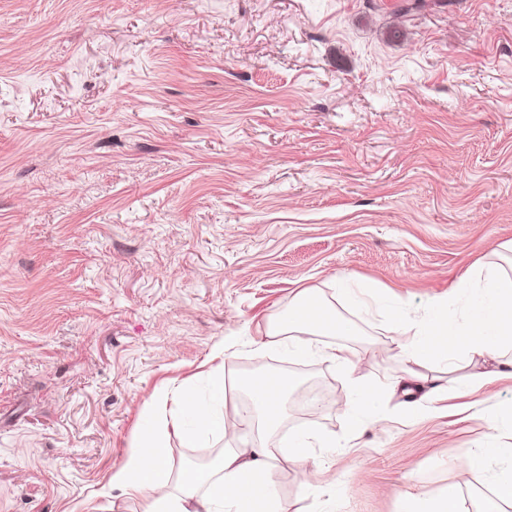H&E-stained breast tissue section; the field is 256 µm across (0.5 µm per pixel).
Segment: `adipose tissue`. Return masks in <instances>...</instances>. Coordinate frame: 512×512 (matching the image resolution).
Masks as SVG:
<instances>
[{"mask_svg":"<svg viewBox=\"0 0 512 512\" xmlns=\"http://www.w3.org/2000/svg\"><path fill=\"white\" fill-rule=\"evenodd\" d=\"M456 291H475L476 296L464 321L446 316V303L417 322L413 341H404L407 331L401 315L388 318L390 332L397 335L399 355L404 363L432 362L453 371L460 360L489 357L496 370L478 375L476 383L489 387L503 378H512V278L498 268L485 266L476 275L463 276ZM309 290H301L288 312L274 321L266 332L267 347L289 346L304 355L307 338L342 331L344 325L335 311L313 307ZM294 390L284 373H270L251 380L248 393L256 406L255 415L245 417V425L265 435L277 429L288 397ZM181 419L142 432L131 446L124 465L113 472L110 484L130 497L151 495L147 512H280L275 480L274 449L262 440L246 452L228 450L200 470L183 471L177 494L165 488L173 479L167 466V438L170 429L181 428ZM399 512H469L455 486H448L431 500L411 493L398 497Z\"/></svg>","mask_w":512,"mask_h":512,"instance_id":"adipose-tissue-1","label":"adipose tissue"}]
</instances>
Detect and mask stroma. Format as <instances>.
<instances>
[{"label":"stroma","mask_w":512,"mask_h":512,"mask_svg":"<svg viewBox=\"0 0 512 512\" xmlns=\"http://www.w3.org/2000/svg\"><path fill=\"white\" fill-rule=\"evenodd\" d=\"M511 240L512 0H0V512H146L108 481L157 424L151 396L227 416L267 370L297 383L268 446L332 440L304 465L339 512L451 484L492 498L500 462L465 451L512 444L488 413L512 378L477 390L491 362L461 365L466 396L398 420L438 367L408 378L387 314L444 302L462 320L456 283ZM303 288L355 328L312 338L355 371L260 349ZM357 381L396 388L350 414ZM313 390L318 412L299 401ZM250 443L173 431L167 465ZM295 470L280 459L279 497L313 512ZM469 464L474 469L484 468L486 462L492 458L508 457L512 460V448H503L496 443L494 437H489L488 443L475 451H467Z\"/></svg>","instance_id":"1"}]
</instances>
